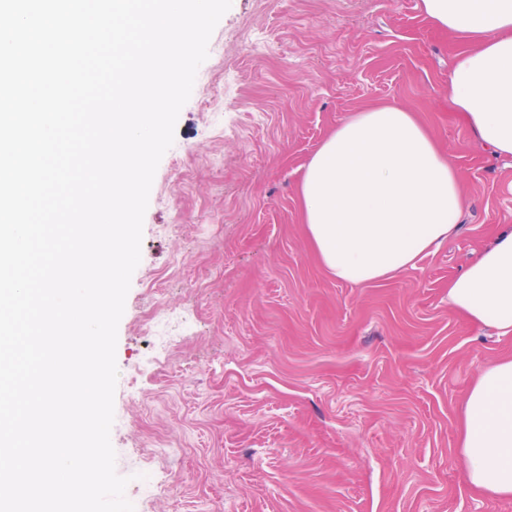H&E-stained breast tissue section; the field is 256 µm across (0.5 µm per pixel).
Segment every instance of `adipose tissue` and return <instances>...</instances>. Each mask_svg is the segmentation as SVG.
<instances>
[{
    "instance_id": "obj_1",
    "label": "adipose tissue",
    "mask_w": 512,
    "mask_h": 512,
    "mask_svg": "<svg viewBox=\"0 0 512 512\" xmlns=\"http://www.w3.org/2000/svg\"><path fill=\"white\" fill-rule=\"evenodd\" d=\"M454 35L448 104L480 144L512 157V0H420ZM300 201L309 240L336 280L358 285L416 268L457 230L466 201L459 172L413 112L390 103L355 112L307 162ZM469 322L512 334V225L448 283ZM467 482L512 498V359L477 374L459 433Z\"/></svg>"
}]
</instances>
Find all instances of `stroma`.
I'll list each match as a JSON object with an SVG mask.
<instances>
[{
	"instance_id": "obj_1",
	"label": "stroma",
	"mask_w": 512,
	"mask_h": 512,
	"mask_svg": "<svg viewBox=\"0 0 512 512\" xmlns=\"http://www.w3.org/2000/svg\"><path fill=\"white\" fill-rule=\"evenodd\" d=\"M418 4L232 0L217 24L118 325L110 439L144 512H512L459 465L464 399L512 336L448 304L512 224V159L450 111L456 43ZM393 102L453 158L468 204L417 269L341 283L299 180L348 114Z\"/></svg>"
}]
</instances>
